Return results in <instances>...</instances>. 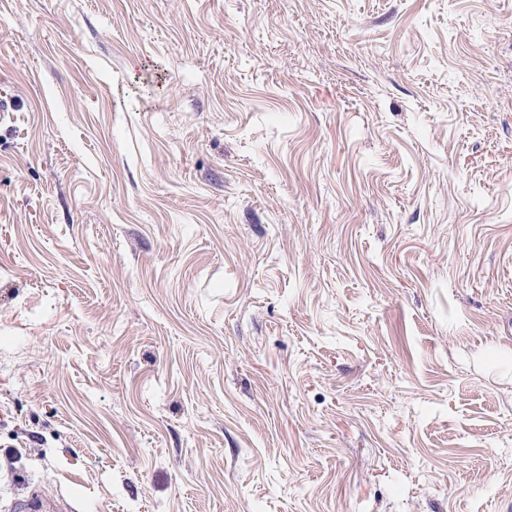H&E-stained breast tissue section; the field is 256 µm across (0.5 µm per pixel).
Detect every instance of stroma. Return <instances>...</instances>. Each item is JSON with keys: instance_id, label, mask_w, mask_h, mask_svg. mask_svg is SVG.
Masks as SVG:
<instances>
[{"instance_id": "1", "label": "stroma", "mask_w": 512, "mask_h": 512, "mask_svg": "<svg viewBox=\"0 0 512 512\" xmlns=\"http://www.w3.org/2000/svg\"><path fill=\"white\" fill-rule=\"evenodd\" d=\"M0 512H512V0H0Z\"/></svg>"}]
</instances>
